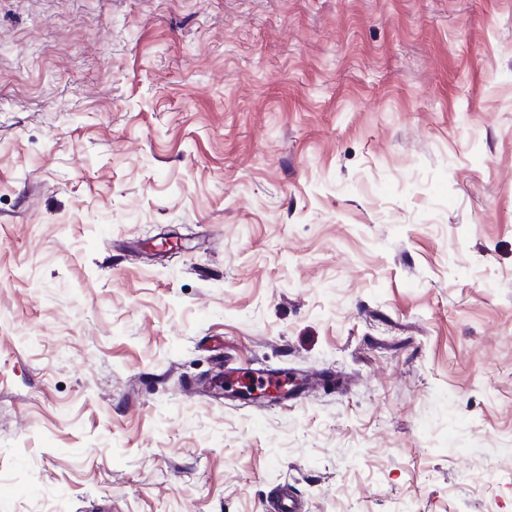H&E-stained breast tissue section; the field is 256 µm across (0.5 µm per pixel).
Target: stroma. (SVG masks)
Here are the masks:
<instances>
[{
    "label": "stroma",
    "instance_id": "35a3bbf8",
    "mask_svg": "<svg viewBox=\"0 0 512 512\" xmlns=\"http://www.w3.org/2000/svg\"><path fill=\"white\" fill-rule=\"evenodd\" d=\"M280 485L512 512V0H0V512Z\"/></svg>",
    "mask_w": 512,
    "mask_h": 512
}]
</instances>
